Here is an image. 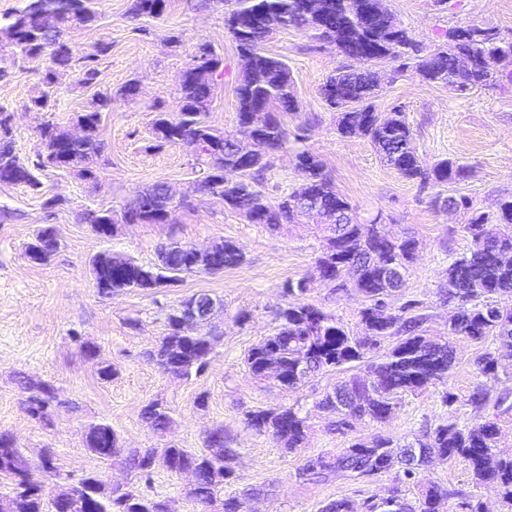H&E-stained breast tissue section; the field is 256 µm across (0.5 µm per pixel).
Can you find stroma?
I'll use <instances>...</instances> for the list:
<instances>
[{
	"label": "stroma",
	"instance_id": "1",
	"mask_svg": "<svg viewBox=\"0 0 512 512\" xmlns=\"http://www.w3.org/2000/svg\"><path fill=\"white\" fill-rule=\"evenodd\" d=\"M385 3L417 40L428 45L435 42L437 28L448 25L476 24L512 34V0H455L447 11L434 0ZM95 9V25L67 35L80 54L94 44H109L93 84H81L75 73L61 76L53 110L35 112L26 104L41 85L43 64L25 63L9 82L0 83V107L13 115L15 149L24 159L37 151L38 130L45 122L73 128L78 114L99 109L100 92L117 91L132 79L140 83L135 99L117 100L101 109L104 152L97 183L55 168L43 172L38 192L0 183V210L18 214L12 221L0 219V430L13 435L32 464H39L48 448L69 485L92 471L107 481L127 482L131 476L119 461L102 462L85 447L83 433L90 423L110 422L126 448L172 443L197 453L204 451L208 433L220 427L237 450L229 463L235 475L232 491H259L245 499L242 512H318L323 502L336 498L359 506L366 498L384 497L395 475L390 472L359 484L343 479L325 485L302 482L295 476L300 453L285 452L272 434L249 430L246 411L298 405L308 414L309 450L332 453L351 437L369 440L389 433L401 439L446 421L448 408L442 403L446 391L462 398L480 384L490 396L512 395V352L502 358L497 378L484 380L476 367L483 344L461 338L453 342L456 364L447 386L406 396L391 424L366 420L348 438L332 432L328 416L316 407L326 391L345 379V372L326 373L295 391L254 379L244 357L273 333L283 283L312 277L321 247L317 225L285 224L272 231L225 209L220 197L193 193L192 154L179 145L157 146L151 133L156 107L175 110L182 70L202 43L210 44L224 59V80L208 121L220 130L235 127L241 61L224 30V8L218 4L201 9L197 0H169L162 18L138 22L127 14L128 0H96ZM174 35L179 36V44H171ZM265 50L287 60L301 104L298 118L288 119L287 124L309 121L307 144L322 160L336 192L362 216L380 215L387 231L406 232L416 239L411 273L395 301L420 300L431 314L429 334L446 335L448 310L439 304L438 287L447 278L449 255L467 246L463 215L436 208L432 199L439 190H422L405 180L381 162L367 140L337 134L336 114L320 95L321 85L341 62L334 49L314 46L308 35L291 30L274 33ZM377 68L391 76L376 100L377 109L401 107L414 130L419 156L429 164L450 158L466 165V178L441 191L467 196L475 209L492 211L499 195L512 192V89H478L462 95L425 82L413 69L397 71L390 60L379 62ZM157 182L166 183L175 197H192V210L178 212L176 223L119 224L111 237L102 238L77 219L87 208L120 209ZM52 197L58 204L50 212L45 202ZM46 226L54 228L60 248L51 262L38 265L27 258L25 247ZM224 240L244 252L242 266L189 275L154 294L104 297L92 286L91 262L101 253L120 250L151 264L158 247L166 243L204 248ZM198 291L224 303L223 314L214 320L219 336L216 353L200 375L185 379L163 373L144 354L163 336L168 310ZM305 300L339 315L353 332H361L358 303L351 295L332 292L314 281ZM88 345L96 347L99 360L112 364V380L99 378L95 366L99 360L84 353ZM23 374L54 386L58 402L49 422L25 412L18 384ZM201 396L206 399L202 408L196 405ZM157 399L171 415L161 437L140 416L142 407ZM187 482V475L159 467L142 489L169 502L174 512H197L184 495Z\"/></svg>",
	"mask_w": 512,
	"mask_h": 512
}]
</instances>
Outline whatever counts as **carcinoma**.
<instances>
[{
  "mask_svg": "<svg viewBox=\"0 0 512 512\" xmlns=\"http://www.w3.org/2000/svg\"><path fill=\"white\" fill-rule=\"evenodd\" d=\"M214 1L227 6L224 29L243 61L236 86V128L220 131L207 121L215 91L224 79V59L211 45L202 43L190 58L199 63V72L180 83L178 110H161L152 119L155 140L161 146L175 144L188 149L199 168L194 192L221 197L225 207L252 224H263L272 231L282 224H295L300 220L295 214L297 202L312 196L316 207L304 216L319 218L326 232L316 259L317 280L334 292L351 291L361 301L360 334L352 333L341 317L313 303L286 302L276 310L275 332L248 350L244 358L248 371L259 380L279 372L277 385L288 390L332 369L350 372L319 402V408L335 416L331 430L342 435L364 419L387 424L404 397L447 384L456 362L452 340L457 337L486 344L477 368L483 377H496L499 359L494 344L512 347V195L501 196L498 209L490 213L472 209L464 196L455 197L456 210L468 214L463 230L469 244L461 254L450 256L448 278L439 293L440 302L453 306L448 338L424 335L430 314L422 302L408 300L397 307L383 303L384 297L404 287L415 258V239L392 232L380 235L377 220L362 222L356 208L336 193L321 161L302 146L305 124L298 125L294 135L286 128L284 117L300 113L292 75L288 64L266 53L263 45L273 33L293 30L335 48L343 62L325 80L321 95L336 112L337 131L343 137L368 140L385 164L426 188L459 182L467 177V168L451 159L430 167L423 163L402 109L377 111L375 99L382 85L372 65L386 59L402 67L411 64L428 83L451 86L462 94L511 87L512 72L466 69L458 57L466 53L484 63L511 58L512 36L493 27L455 25L441 29L438 44L431 48L416 40L383 4L372 9L373 0H335L337 9L325 17L300 11L296 0H199L198 7L208 8ZM20 2L13 12L0 15V82L11 80L17 62L47 58L42 88L26 105L47 112L59 76L75 70L81 82L93 83L99 61L110 46L97 44L80 55L66 38L69 30L97 20L95 0ZM166 7L167 0H130L128 15L133 20L159 18ZM9 115L0 108V182L24 184L34 190L41 185L39 174L56 161L81 179L98 183L100 112L78 116L86 133L76 146L62 141L63 129L58 124L44 123L39 130L41 148L27 159L15 151ZM288 147L295 151L299 182L271 203L264 191L271 167L269 156ZM167 194L166 184L155 183L138 194V198L153 202L151 210L131 203L119 213L88 209L78 219L98 235L107 223L169 224L177 210L190 204L186 198L168 203ZM489 224L497 225L498 231L489 232ZM59 247L54 228L47 226L34 234L26 253L32 262L46 264ZM214 248L216 272L245 261L244 253L230 241ZM92 273L98 294L118 296L131 290L165 288L196 270L185 266L183 254L168 244L159 249L157 262L151 265L121 252L100 255L92 261ZM311 285L309 278L288 281L283 295H304ZM178 312L177 306L170 310L166 333L147 353V360L168 374L189 378L200 373V361L213 340L205 333L181 334ZM19 383L27 414L50 421V407L56 399L53 386L27 375L20 377ZM461 402L471 409L472 421L462 422L451 414L446 422L410 441L380 434L369 441L353 439L334 454L306 452L308 416L298 406L249 410L245 424L258 434H275L290 452H303L296 476L307 483L326 484L334 479L367 482L401 465L398 483L380 501L366 499V512H439L441 502L451 497L461 499L465 512H484L475 493L424 481L422 471L407 466L406 448L418 449L425 459H466L475 488L495 492L504 512H512V456L497 451L500 418L512 411L509 397L492 400L478 387ZM141 417L159 435L171 422L168 408L160 400L145 405ZM84 444L102 460L120 458L124 468L140 480L149 479L159 460L175 473L193 464L197 478L185 489L186 497L199 505L201 512L218 499L224 512H241L240 496L224 494V486L234 481L225 462L236 455V449L221 428L206 438V450L200 453L175 445L160 450L124 448L109 422L90 424ZM36 467L12 436L0 431V479L10 485L9 493L0 496V512H162L163 502L144 495L134 483L114 488L110 495L92 493L91 485L99 479L94 472L81 479L71 501L47 503L41 478L60 480L62 474L49 450ZM403 483L414 485L415 497H405Z\"/></svg>",
  "mask_w": 512,
  "mask_h": 512,
  "instance_id": "cac0c4a2",
  "label": "carcinoma"
}]
</instances>
